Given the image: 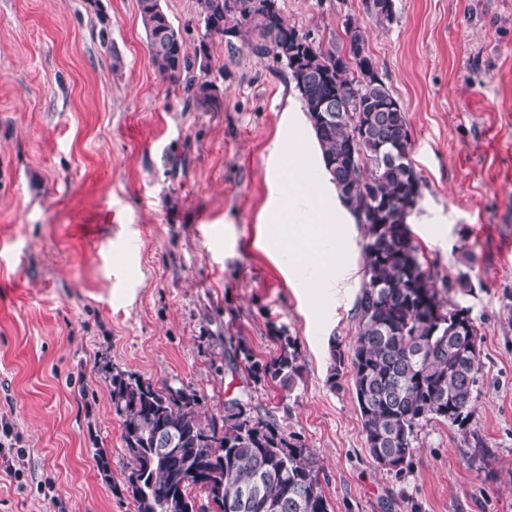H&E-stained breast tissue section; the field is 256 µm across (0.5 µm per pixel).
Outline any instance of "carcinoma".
<instances>
[{
    "mask_svg": "<svg viewBox=\"0 0 512 512\" xmlns=\"http://www.w3.org/2000/svg\"><path fill=\"white\" fill-rule=\"evenodd\" d=\"M197 4L205 36L246 41L255 54L286 66L330 181L363 228L351 385L369 454L401 475L413 466L423 423L440 419L466 428L479 373L478 332L469 310L456 311L439 297L409 234L406 217L422 198V179L410 159L388 161L391 152H409L405 112L379 76L360 27L347 28L346 59L288 23L278 8L264 13L254 0ZM139 9L156 70L172 83L184 81L196 110L220 111L224 100L216 86L190 76L197 64L160 0H139ZM328 101L336 119L322 125L317 116ZM278 339L276 357L259 360L241 344L232 362L243 364L258 384L269 381L289 390L301 377L300 355L285 333ZM110 396L122 419L127 490L136 512H197L191 486L205 491L212 512H226L229 500L241 501L239 512H331L310 452L273 420L251 415L236 401L224 407V417L203 420L195 392L159 388L117 368ZM159 433L169 434L174 444L163 462L149 466Z\"/></svg>",
    "mask_w": 512,
    "mask_h": 512,
    "instance_id": "carcinoma-1",
    "label": "carcinoma"
}]
</instances>
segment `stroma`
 Wrapping results in <instances>:
<instances>
[{"instance_id": "1", "label": "stroma", "mask_w": 512, "mask_h": 512, "mask_svg": "<svg viewBox=\"0 0 512 512\" xmlns=\"http://www.w3.org/2000/svg\"><path fill=\"white\" fill-rule=\"evenodd\" d=\"M278 3L326 49L361 27L406 113L411 239L478 328L470 423L424 424L397 476L367 450L350 363L329 387L332 347L356 338L363 230L338 227L353 273L335 291L271 242L274 157L312 139L284 65L206 36L196 0H161L187 54L208 48L195 76L224 106L197 112L154 69L138 0H0V451L20 470L0 471V512H135L114 367L195 389L207 417L232 400L271 417L332 512H512V0H394L389 22L365 0ZM281 330L303 365L289 392L228 361L234 343L278 355Z\"/></svg>"}]
</instances>
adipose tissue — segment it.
Here are the masks:
<instances>
[{
    "instance_id": "obj_1",
    "label": "adipose tissue",
    "mask_w": 512,
    "mask_h": 512,
    "mask_svg": "<svg viewBox=\"0 0 512 512\" xmlns=\"http://www.w3.org/2000/svg\"><path fill=\"white\" fill-rule=\"evenodd\" d=\"M312 167L310 154L299 146L278 159L281 196L268 219L277 224L275 245L288 255L293 268L317 270V278L308 283L316 290L333 286L349 272L336 242L335 227L349 221L351 215L334 188L312 186L307 199L299 200L298 188L309 184Z\"/></svg>"
}]
</instances>
